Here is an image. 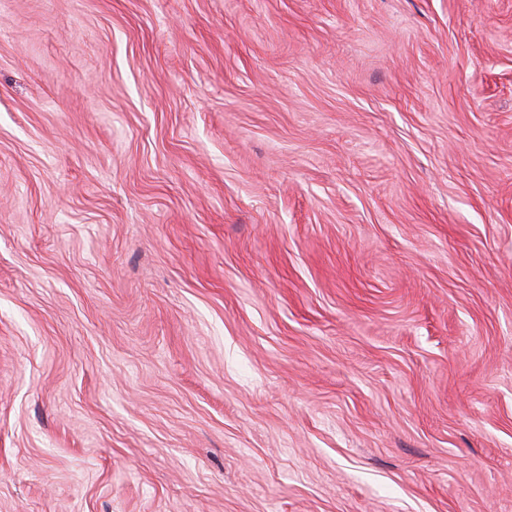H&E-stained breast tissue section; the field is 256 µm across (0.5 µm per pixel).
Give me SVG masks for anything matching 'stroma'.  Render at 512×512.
Returning a JSON list of instances; mask_svg holds the SVG:
<instances>
[{
    "label": "stroma",
    "mask_w": 512,
    "mask_h": 512,
    "mask_svg": "<svg viewBox=\"0 0 512 512\" xmlns=\"http://www.w3.org/2000/svg\"><path fill=\"white\" fill-rule=\"evenodd\" d=\"M0 512H512V0H0Z\"/></svg>",
    "instance_id": "stroma-1"
}]
</instances>
